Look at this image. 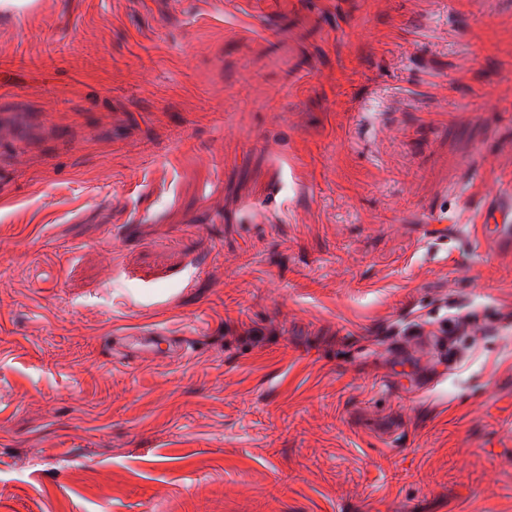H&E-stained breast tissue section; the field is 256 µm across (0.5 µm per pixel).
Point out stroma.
Listing matches in <instances>:
<instances>
[{
	"mask_svg": "<svg viewBox=\"0 0 512 512\" xmlns=\"http://www.w3.org/2000/svg\"><path fill=\"white\" fill-rule=\"evenodd\" d=\"M260 2L0 5V512H512V0ZM499 195L498 204L483 210L486 222L490 224H482V228L486 237L492 235L512 241V188L502 187ZM127 335L123 349V357L126 359L134 358L142 352H166L167 350L181 357H187L191 353V346L184 338L171 336V333L165 329L142 327L134 329Z\"/></svg>",
	"mask_w": 512,
	"mask_h": 512,
	"instance_id": "1",
	"label": "stroma"
}]
</instances>
